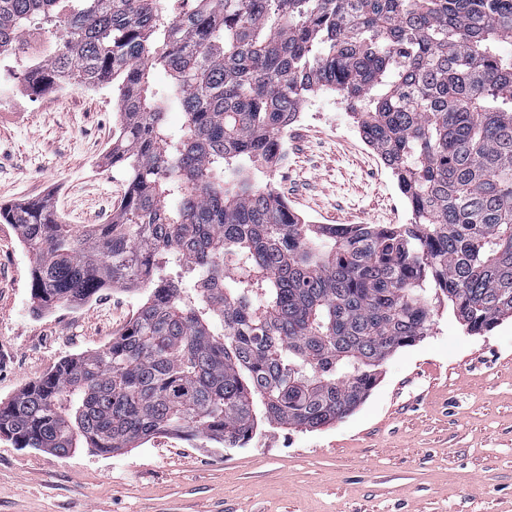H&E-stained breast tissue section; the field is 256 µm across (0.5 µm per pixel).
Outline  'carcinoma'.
<instances>
[{"label": "carcinoma", "instance_id": "obj_1", "mask_svg": "<svg viewBox=\"0 0 512 512\" xmlns=\"http://www.w3.org/2000/svg\"><path fill=\"white\" fill-rule=\"evenodd\" d=\"M175 3L0 0V55L55 28L52 52L20 58L22 87L112 85L127 174L109 224H65L49 198L4 209L35 256L33 304L147 291L112 344L0 405L19 448L112 454L162 432L236 448L258 403L271 426L316 429L429 335L431 301L472 334L512 316V0ZM323 87L411 223L305 224L258 183Z\"/></svg>", "mask_w": 512, "mask_h": 512}]
</instances>
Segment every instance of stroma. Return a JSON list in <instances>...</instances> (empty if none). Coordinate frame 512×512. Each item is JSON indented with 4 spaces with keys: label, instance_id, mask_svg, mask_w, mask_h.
Masks as SVG:
<instances>
[{
    "label": "stroma",
    "instance_id": "obj_1",
    "mask_svg": "<svg viewBox=\"0 0 512 512\" xmlns=\"http://www.w3.org/2000/svg\"><path fill=\"white\" fill-rule=\"evenodd\" d=\"M111 87L32 95L0 57V208L51 198L68 224H104L126 188L110 151ZM272 185L311 224H407L391 171L333 90L283 135ZM34 255L0 222V403L67 357L104 349L145 291L102 289L38 313ZM429 336L390 355L349 416L316 430L259 423L226 448L158 434L69 455L0 436V512H512V317L468 333L448 305Z\"/></svg>",
    "mask_w": 512,
    "mask_h": 512
}]
</instances>
